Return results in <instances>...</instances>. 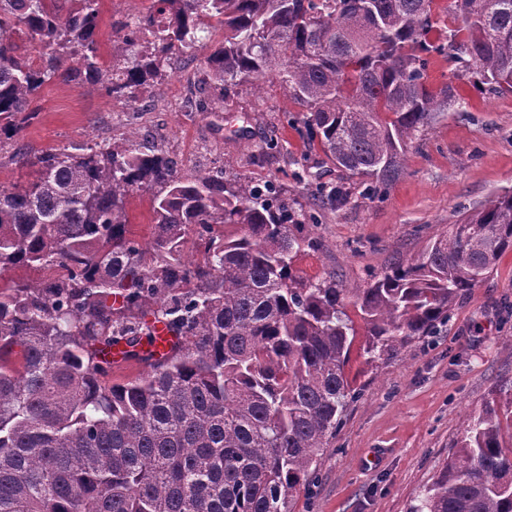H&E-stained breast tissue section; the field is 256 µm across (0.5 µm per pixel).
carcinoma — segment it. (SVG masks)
<instances>
[{
    "instance_id": "1",
    "label": "carcinoma",
    "mask_w": 512,
    "mask_h": 512,
    "mask_svg": "<svg viewBox=\"0 0 512 512\" xmlns=\"http://www.w3.org/2000/svg\"><path fill=\"white\" fill-rule=\"evenodd\" d=\"M0 0V144L35 180L0 185V512H290L317 478L355 398L346 368L394 357L447 324L457 300L512 251V190L437 235L417 259L348 286L306 277L313 225L279 186L183 174L156 135L130 130L81 153L21 144L42 86L100 84L135 103L173 56L203 63L192 96L273 78L298 105L308 145L380 198L409 141L464 98L428 82L430 57L512 93V0H151L99 54V0ZM224 38L214 45L210 28ZM37 56L20 53L18 40ZM149 196L152 235L127 234ZM321 203L345 200L319 185ZM18 268L61 269L15 282ZM359 320H354L350 311ZM162 361L137 346L157 325ZM146 373L110 383L106 347ZM410 512H512V397L463 419L457 447Z\"/></svg>"
}]
</instances>
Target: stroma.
I'll return each mask as SVG.
<instances>
[{
	"label": "stroma",
	"instance_id": "obj_1",
	"mask_svg": "<svg viewBox=\"0 0 512 512\" xmlns=\"http://www.w3.org/2000/svg\"><path fill=\"white\" fill-rule=\"evenodd\" d=\"M144 6L99 0L103 56L112 54L113 23ZM196 67L175 60L155 91L133 106L101 86L53 78L39 93V115L24 140L35 151L108 144L138 127L165 137L182 171L221 166L230 175L274 180L318 221L320 246L302 254L297 268L309 277L333 270L352 286L417 258L465 212L512 189V94L455 81L444 57H432L429 83H457L465 104L409 144L404 175L381 199L308 148L287 123L297 108L278 83H266L259 95L248 85L229 90L217 112L209 92L203 108L186 106L185 76ZM273 139L278 149H269ZM321 184L344 186L345 203L322 205ZM347 372L357 396L322 457L317 482L294 495L291 512H407L461 438L464 414L490 397L512 396V251L460 298L438 335L414 339L371 368L351 360Z\"/></svg>",
	"mask_w": 512,
	"mask_h": 512
}]
</instances>
